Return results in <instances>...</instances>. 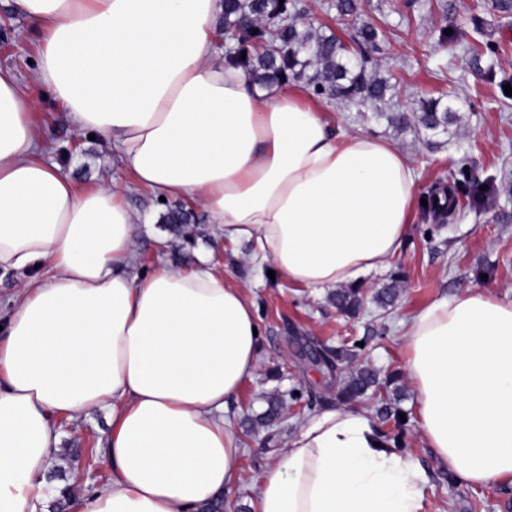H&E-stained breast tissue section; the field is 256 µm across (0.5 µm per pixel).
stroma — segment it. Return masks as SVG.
Returning <instances> with one entry per match:
<instances>
[{
  "label": "stroma",
  "instance_id": "35a3bbf8",
  "mask_svg": "<svg viewBox=\"0 0 512 512\" xmlns=\"http://www.w3.org/2000/svg\"><path fill=\"white\" fill-rule=\"evenodd\" d=\"M297 16L315 28L331 29L355 55L378 60L379 76L392 87L388 105L336 104L316 101L333 133L355 131L398 145L417 174L424 200L441 193L453 196L449 211L418 207L400 254L358 286L362 306L357 316L340 312L329 288L313 289L269 278L266 268L250 259L248 246L218 238L215 225L199 205L193 214L191 239L162 223L173 200L128 193L140 221L134 236L136 273L158 265L175 270L196 268L209 259L217 272L247 285L262 330L259 368L230 403L229 411L244 440L242 480L224 498V512H252L253 487L264 467L285 450L290 435L309 414L340 406L339 380L350 369L365 367L379 376L398 378L388 398L406 418L404 455L426 477L423 512H512V486L472 489L448 481V473L426 448L418 430L413 392L403 364L404 319L432 302L478 287L512 300V15L494 7V0H356L355 19L337 9L338 0H292ZM374 27V45L363 44L360 30ZM41 37L35 25L0 0V67L13 69L27 95L37 104L35 123L44 135L48 161L58 164L79 189L111 181L125 190L132 180L111 143L77 133L64 108L33 78ZM440 99L453 110L446 127L428 130L418 124L421 100ZM465 172L470 187H485L480 197L457 191L456 172ZM401 288L384 307L378 293L392 280ZM365 339L366 346L346 359L339 373L309 364L313 347H336ZM299 392L292 400L291 392ZM280 398L279 420L261 417L272 398ZM59 452L51 471L69 482L73 500L105 483L107 467L90 458L89 449L103 445L109 430L104 414L72 421L58 419Z\"/></svg>",
  "mask_w": 512,
  "mask_h": 512
}]
</instances>
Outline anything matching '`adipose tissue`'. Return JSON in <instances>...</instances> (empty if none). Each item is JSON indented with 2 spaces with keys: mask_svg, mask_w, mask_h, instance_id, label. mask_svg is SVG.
<instances>
[{
  "mask_svg": "<svg viewBox=\"0 0 512 512\" xmlns=\"http://www.w3.org/2000/svg\"><path fill=\"white\" fill-rule=\"evenodd\" d=\"M35 77L77 132L115 142L137 189L195 202L308 288L399 255L417 175L394 143L332 134L293 86L257 90L219 58L222 0H14ZM34 101L0 69V512H38L57 417L109 420L107 484L75 512H202L241 481L228 403L260 360L254 302L207 264L138 275L134 215L111 184L76 189L42 151ZM423 441L470 488L512 484V300L473 287L404 324ZM425 478L371 413L308 415L254 488V512H422Z\"/></svg>",
  "mask_w": 512,
  "mask_h": 512,
  "instance_id": "adipose-tissue-1",
  "label": "adipose tissue"
}]
</instances>
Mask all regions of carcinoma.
Returning a JSON list of instances; mask_svg holds the SVG:
<instances>
[{
    "mask_svg": "<svg viewBox=\"0 0 512 512\" xmlns=\"http://www.w3.org/2000/svg\"><path fill=\"white\" fill-rule=\"evenodd\" d=\"M289 0H224V10L217 32L224 34L230 51L224 61L241 67L253 83L268 86L304 81L315 95L328 101L384 100L387 81L370 70L366 62L351 64L353 54L333 33L327 34L303 24L290 12ZM451 108L439 99L421 102L418 122L435 130L448 124ZM191 213L181 207L168 209L162 222L173 224L184 233ZM336 306L356 314L361 306L359 289L343 288L336 292ZM379 386L377 374L359 369L343 382L340 395L353 399ZM385 421L394 419L396 433H381L386 442L399 449L403 426L400 415L385 405L378 409Z\"/></svg>",
    "mask_w": 512,
    "mask_h": 512,
    "instance_id": "1",
    "label": "carcinoma"
}]
</instances>
